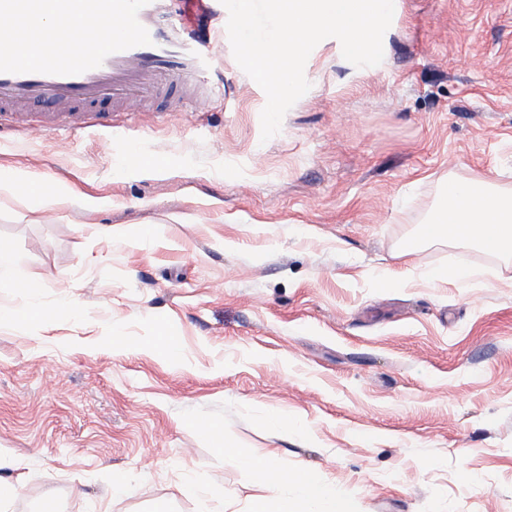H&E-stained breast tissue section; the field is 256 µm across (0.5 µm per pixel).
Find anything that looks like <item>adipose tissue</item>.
I'll return each mask as SVG.
<instances>
[{
	"label": "adipose tissue",
	"mask_w": 512,
	"mask_h": 512,
	"mask_svg": "<svg viewBox=\"0 0 512 512\" xmlns=\"http://www.w3.org/2000/svg\"><path fill=\"white\" fill-rule=\"evenodd\" d=\"M56 25L57 19L51 13L36 20L26 46L32 57L42 60L55 46L74 50L93 39L92 34L74 27L65 41L54 44L49 34ZM418 238L428 244L448 242L474 246L492 255L511 256L512 192L480 180L449 182L443 206L432 221L420 226ZM240 460L245 468L257 473L264 489L251 512H351L345 499L302 470L283 474L252 453L242 454Z\"/></svg>",
	"instance_id": "1"
}]
</instances>
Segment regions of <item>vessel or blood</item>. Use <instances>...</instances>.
<instances>
[{"label": "vessel or blood", "instance_id": "obj_1", "mask_svg": "<svg viewBox=\"0 0 512 512\" xmlns=\"http://www.w3.org/2000/svg\"><path fill=\"white\" fill-rule=\"evenodd\" d=\"M41 0H0V112H15L34 101L51 111H126L132 103H181L203 88L218 96L214 54L203 53L213 8L208 0H76L60 4L58 33L71 17L83 28L110 30L111 40L77 53L31 60L22 50L24 34L40 13Z\"/></svg>", "mask_w": 512, "mask_h": 512}]
</instances>
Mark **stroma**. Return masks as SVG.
Returning a JSON list of instances; mask_svg holds the SVG:
<instances>
[{"instance_id":"stroma-1","label":"stroma","mask_w":512,"mask_h":512,"mask_svg":"<svg viewBox=\"0 0 512 512\" xmlns=\"http://www.w3.org/2000/svg\"><path fill=\"white\" fill-rule=\"evenodd\" d=\"M383 50L321 41L267 141L226 40L202 109L0 114V170L31 175L0 243L33 282L0 309H75L0 325V512H246L244 452L352 512H512V264L398 254L449 181L512 189V0H397ZM459 265L479 281L423 279Z\"/></svg>"}]
</instances>
